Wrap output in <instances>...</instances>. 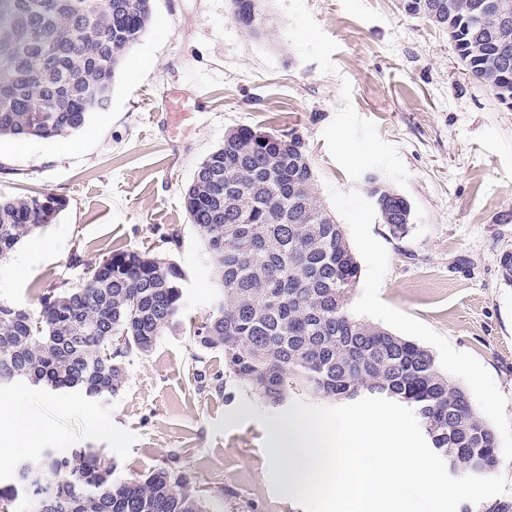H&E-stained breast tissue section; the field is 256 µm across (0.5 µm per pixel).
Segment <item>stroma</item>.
<instances>
[{
  "instance_id": "stroma-1",
  "label": "stroma",
  "mask_w": 512,
  "mask_h": 512,
  "mask_svg": "<svg viewBox=\"0 0 512 512\" xmlns=\"http://www.w3.org/2000/svg\"><path fill=\"white\" fill-rule=\"evenodd\" d=\"M275 37L245 33L226 0H154L145 35L116 74L112 101L70 138L0 140V193L50 192L55 220L0 262V303L35 308L43 292L81 283L116 249L171 254L188 272L176 330L131 356L110 400L86 404L29 383L48 431L32 452L101 448L124 476L178 453L212 512H304L269 460L278 411L227 382L198 392L193 370L224 375V356L193 362L190 333L212 311L203 236L183 207L199 163L229 129L295 130L320 204L361 265L350 310L426 347L471 395L512 481V108L473 79L447 35L395 0H267ZM209 100L170 132L162 95L192 80ZM78 141V150L66 148ZM411 203L401 236L379 218L371 182ZM177 235L169 249L163 239Z\"/></svg>"
}]
</instances>
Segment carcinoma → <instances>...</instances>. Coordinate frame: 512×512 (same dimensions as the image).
<instances>
[{
	"label": "carcinoma",
	"instance_id": "cac0c4a2",
	"mask_svg": "<svg viewBox=\"0 0 512 512\" xmlns=\"http://www.w3.org/2000/svg\"><path fill=\"white\" fill-rule=\"evenodd\" d=\"M154 0H0V138L50 139L81 129L112 98L116 71L140 40ZM246 33L269 30L263 0H226ZM398 10L448 34L473 78L512 107V0H399ZM371 196L395 235L413 223L392 188ZM202 233L219 299L193 330L200 352L224 355L226 376L273 407L297 395L355 401L384 396L412 408L448 467L499 464L494 429L468 391L424 346L356 318L360 265L343 225L318 202L314 170L294 131L239 126L197 167L183 195ZM51 193H0V259L51 223ZM187 271L150 250H116L82 284L52 288L31 310L0 304V384L28 381L92 403L117 395L126 361L176 325ZM106 453L43 450L0 485V512H208L196 480L172 454L145 474L118 478Z\"/></svg>",
	"mask_w": 512,
	"mask_h": 512
}]
</instances>
